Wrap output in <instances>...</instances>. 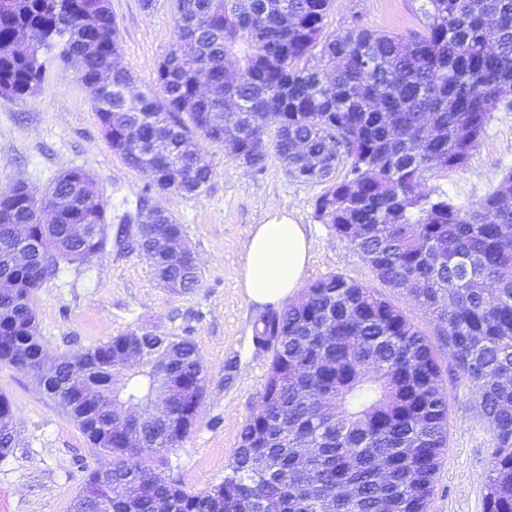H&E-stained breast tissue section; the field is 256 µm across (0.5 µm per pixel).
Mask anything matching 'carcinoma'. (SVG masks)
<instances>
[{"mask_svg":"<svg viewBox=\"0 0 512 512\" xmlns=\"http://www.w3.org/2000/svg\"><path fill=\"white\" fill-rule=\"evenodd\" d=\"M177 40L154 86L129 92L117 24L103 0H0V92L40 87L46 60L75 69L95 97L112 152L150 184L114 216L158 238L185 233L153 191L199 195L213 170L189 142L216 144L251 172L275 154L290 177L326 186L315 217L346 239L376 278L408 288L435 322L493 429L486 512H512V172L480 200L424 193L430 177L467 166L492 112L512 97V0H421L407 38L353 15L325 32L331 0H176ZM83 169L61 173L39 205L22 185L0 193V363L40 368L41 389L102 461L70 512H427L448 445V394L429 338L373 289L341 274L261 312L253 345L270 354L257 409L221 482L188 489L164 453L197 424L206 387L188 336L136 328L47 362L34 295L62 262L105 252L108 205ZM71 224L93 236L73 237ZM31 241L14 257L18 235ZM156 238V239H158ZM149 240L159 285L189 293L198 263ZM165 364L184 395L155 404L150 373ZM155 407L141 435L119 434L113 395ZM17 409L0 396V458Z\"/></svg>","mask_w":512,"mask_h":512,"instance_id":"1","label":"carcinoma"}]
</instances>
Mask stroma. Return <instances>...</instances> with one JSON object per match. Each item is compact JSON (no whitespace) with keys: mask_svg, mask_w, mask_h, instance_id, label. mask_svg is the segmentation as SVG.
<instances>
[{"mask_svg":"<svg viewBox=\"0 0 512 512\" xmlns=\"http://www.w3.org/2000/svg\"><path fill=\"white\" fill-rule=\"evenodd\" d=\"M120 44V64L140 90L153 86V72L175 45V2L110 0ZM374 30L418 29L411 0H334L326 30L343 33L352 15ZM214 170L198 196L168 194L164 202L180 224L199 261L200 288L176 294L153 280L138 254L109 247L88 263L61 264L35 296L38 330L50 354H72L134 328L191 337L207 371L200 419L166 458L186 486L202 490L219 483L231 463L243 423L256 409L270 356L255 350L252 326L262 312L240 282L244 245L255 225L284 212L304 226L314 243L305 282L340 274L378 290L399 307L435 346L448 394V448L436 474L428 512H485V484L494 436L478 410L477 397L457 373L429 315L408 291L375 278L351 244L314 216L322 188L294 181L276 155L262 172H246L220 146L202 144ZM88 171L94 190L110 208L134 206L149 176L126 166L105 141L91 91L76 70L54 64L40 91L25 98L0 96V190L16 182L49 188L69 168ZM512 170V109L493 112L487 133L467 167L425 182L429 192L447 193L467 205L484 197ZM237 360L232 382L224 365ZM0 394L16 406L17 435L0 460V512H69L72 499L100 455L58 403L23 371L0 363Z\"/></svg>","mask_w":512,"mask_h":512,"instance_id":"stroma-1","label":"stroma"}]
</instances>
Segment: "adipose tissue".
<instances>
[{
    "label": "adipose tissue",
    "instance_id": "1",
    "mask_svg": "<svg viewBox=\"0 0 512 512\" xmlns=\"http://www.w3.org/2000/svg\"><path fill=\"white\" fill-rule=\"evenodd\" d=\"M312 250L303 226L286 215L256 225L245 244L241 286L246 296L259 304L295 296Z\"/></svg>",
    "mask_w": 512,
    "mask_h": 512
}]
</instances>
